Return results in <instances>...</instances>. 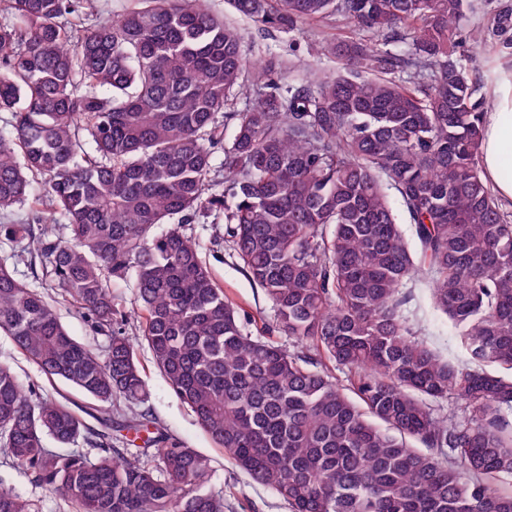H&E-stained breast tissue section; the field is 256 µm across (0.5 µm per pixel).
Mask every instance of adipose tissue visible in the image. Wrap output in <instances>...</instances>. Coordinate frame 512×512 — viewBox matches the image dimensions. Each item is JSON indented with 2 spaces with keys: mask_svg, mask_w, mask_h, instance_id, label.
<instances>
[{
  "mask_svg": "<svg viewBox=\"0 0 512 512\" xmlns=\"http://www.w3.org/2000/svg\"><path fill=\"white\" fill-rule=\"evenodd\" d=\"M489 86L491 103L483 121L481 167L498 197L512 203V61L492 70Z\"/></svg>",
  "mask_w": 512,
  "mask_h": 512,
  "instance_id": "1",
  "label": "adipose tissue"
}]
</instances>
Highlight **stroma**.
<instances>
[{
	"label": "stroma",
	"instance_id": "obj_1",
	"mask_svg": "<svg viewBox=\"0 0 512 512\" xmlns=\"http://www.w3.org/2000/svg\"><path fill=\"white\" fill-rule=\"evenodd\" d=\"M208 3L212 10L223 14L225 22L237 28L242 49L251 61L261 64L272 58L285 68L303 62L309 64L312 75L317 77L335 73V63L316 59L313 48L323 40L343 35L347 30L344 22L315 20L302 23L298 31L267 36L262 34L258 23L234 13L226 0H208ZM184 232L195 241L200 257L216 283L244 311L249 319V329L257 333L271 323L274 312L263 290L246 276L229 248L223 215L214 213L185 225ZM411 291L414 299L409 324L413 331L442 354L463 358L464 351L452 333L448 318L436 310L429 290L417 283L412 285ZM138 357L145 368L154 413L174 435L210 458L211 481L226 494L235 496V512H288L286 504L273 490L254 482L225 458L222 449L215 447L189 409L171 394L165 380L153 367L148 350L140 349ZM0 488L21 493L33 503L36 512H77L74 503L30 483L22 470L1 463Z\"/></svg>",
	"mask_w": 512,
	"mask_h": 512
}]
</instances>
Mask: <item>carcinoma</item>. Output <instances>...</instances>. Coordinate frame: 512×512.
<instances>
[{
	"label": "carcinoma",
	"mask_w": 512,
	"mask_h": 512,
	"mask_svg": "<svg viewBox=\"0 0 512 512\" xmlns=\"http://www.w3.org/2000/svg\"><path fill=\"white\" fill-rule=\"evenodd\" d=\"M7 2L0 212L32 196L48 211L0 224V332L92 399L100 428L1 364L3 463L79 512H227L210 459L153 415L144 345L214 445L289 512H512V219L479 167L488 100L459 52L462 31L482 44L508 13L490 29L471 25L474 0H229L269 34L350 24L317 49L336 74L282 82L203 0H137L80 29L68 18L94 15L91 0ZM248 71L256 96L229 112ZM217 211L272 304L262 334L182 230ZM20 264L109 337L104 353ZM129 276L131 312L110 288ZM411 282L464 360L414 336ZM450 396L460 412L434 415ZM0 512L34 510L1 488Z\"/></svg>",
	"instance_id": "cac0c4a2"
}]
</instances>
